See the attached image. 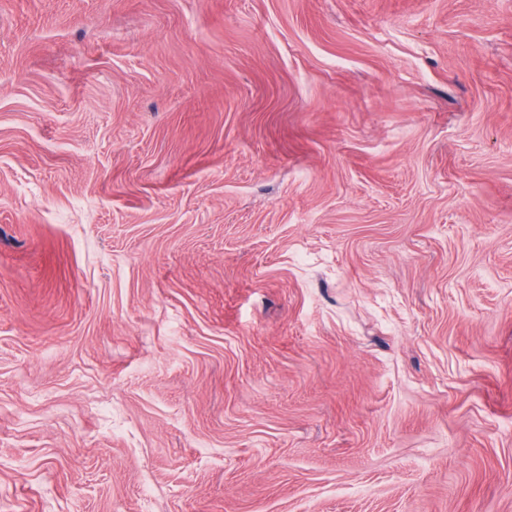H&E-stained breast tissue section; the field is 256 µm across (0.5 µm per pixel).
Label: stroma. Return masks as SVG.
Returning <instances> with one entry per match:
<instances>
[{
    "label": "stroma",
    "instance_id": "obj_1",
    "mask_svg": "<svg viewBox=\"0 0 512 512\" xmlns=\"http://www.w3.org/2000/svg\"><path fill=\"white\" fill-rule=\"evenodd\" d=\"M0 512H512V0H0Z\"/></svg>",
    "mask_w": 512,
    "mask_h": 512
}]
</instances>
